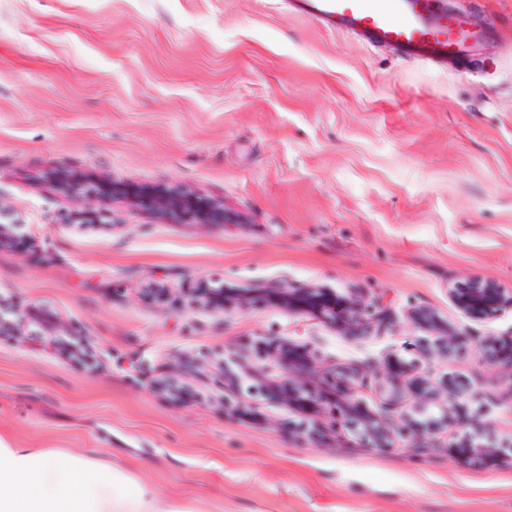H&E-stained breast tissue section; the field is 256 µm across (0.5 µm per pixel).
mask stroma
<instances>
[{"instance_id":"35a3bbf8","label":"stroma","mask_w":512,"mask_h":512,"mask_svg":"<svg viewBox=\"0 0 512 512\" xmlns=\"http://www.w3.org/2000/svg\"><path fill=\"white\" fill-rule=\"evenodd\" d=\"M494 38L422 65L294 14L288 0H0V438L117 460L201 512H512V466H462L406 440L368 448L335 396L299 409L239 394L222 362L284 380L267 343L374 374L416 364L481 389L512 453V369L425 359L428 307L512 338L452 291L512 297V0H444ZM104 212L99 224L73 221ZM375 304L363 341L269 303L267 282ZM224 307L194 305L202 285ZM48 310L71 336H43ZM454 298L461 310L473 315L491 312L502 302L498 290L480 280L471 281L465 288H457Z\"/></svg>"}]
</instances>
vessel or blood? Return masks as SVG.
<instances>
[{"instance_id":"obj_1","label":"vessel or blood","mask_w":512,"mask_h":512,"mask_svg":"<svg viewBox=\"0 0 512 512\" xmlns=\"http://www.w3.org/2000/svg\"><path fill=\"white\" fill-rule=\"evenodd\" d=\"M292 6L329 30L425 65L474 60L489 39L469 12L444 0H292Z\"/></svg>"}]
</instances>
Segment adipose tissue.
I'll return each instance as SVG.
<instances>
[{
    "label": "adipose tissue",
    "mask_w": 512,
    "mask_h": 512,
    "mask_svg": "<svg viewBox=\"0 0 512 512\" xmlns=\"http://www.w3.org/2000/svg\"><path fill=\"white\" fill-rule=\"evenodd\" d=\"M0 512H196L112 461L0 438Z\"/></svg>",
    "instance_id": "1"
}]
</instances>
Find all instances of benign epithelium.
<instances>
[{"label":"benign epithelium","instance_id":"1","mask_svg":"<svg viewBox=\"0 0 512 512\" xmlns=\"http://www.w3.org/2000/svg\"><path fill=\"white\" fill-rule=\"evenodd\" d=\"M17 224L19 219L13 212L0 209V247L9 242L12 237V228ZM262 292L271 300L292 311L315 314L329 328L340 330L351 340L369 338L378 321V314L372 307L359 306L347 297L340 298L343 312L336 314V301L328 298V291L324 288H307L299 292L275 282L262 289ZM454 298L461 310L473 315L491 312L502 302L498 290L480 280H473L466 287L457 289ZM411 317L415 322L436 333L433 343L425 345V355L429 356L435 350L446 356L452 351L453 336L448 333V324L434 311L415 308L411 311ZM270 346L286 375L284 382L264 384L260 372L250 371L243 364L240 368L245 376L261 383L263 395L289 405L304 392L300 379L315 370L314 360L301 345L288 339L275 338L270 341ZM474 351L483 362L489 365L506 363L512 367V354L507 357L502 356L494 342L480 340ZM373 387L382 397L377 411L366 409L361 400L356 398L358 391ZM410 390L419 400L426 403L438 399L446 387L436 384L415 366L403 372L396 368L388 369L385 383L352 366L342 367L335 372V392L345 416L361 431L371 447L388 448L397 435L408 437L410 447L419 453L446 447L439 437V432L448 426V414L431 415L419 428L411 427L407 419L397 414L398 405ZM448 453L464 465L498 458L496 450L487 444L457 445L448 448Z\"/></svg>","mask_w":512,"mask_h":512}]
</instances>
